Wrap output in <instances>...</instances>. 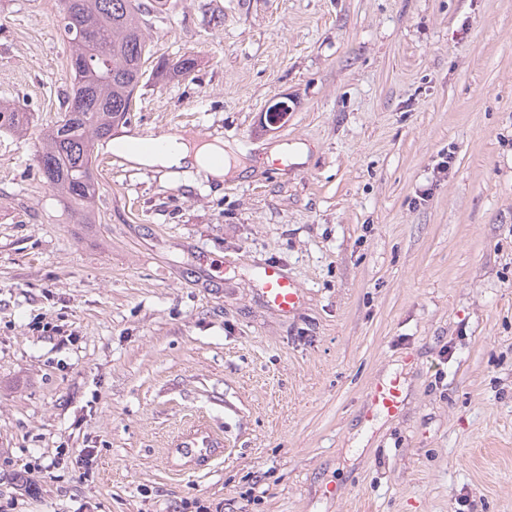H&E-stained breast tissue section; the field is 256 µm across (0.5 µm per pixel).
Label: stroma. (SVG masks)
Wrapping results in <instances>:
<instances>
[{"mask_svg":"<svg viewBox=\"0 0 512 512\" xmlns=\"http://www.w3.org/2000/svg\"><path fill=\"white\" fill-rule=\"evenodd\" d=\"M61 10L0 0V512H512V0H171L153 58L198 65L116 133L229 171L98 166L88 224L36 160ZM201 423L223 457L174 467ZM29 123V115L16 104L0 103V131H18ZM141 141L137 137H128L121 152H118L138 168L164 170L191 167L205 171L210 179L216 181H223L228 171L224 163L226 152L223 142L197 144L180 135L163 138L159 148L147 150L141 147ZM263 295L268 305L288 314L302 301L301 289L277 265L262 267ZM400 394L395 381L386 386H376L370 392L371 405L386 411L387 414H396L401 403Z\"/></svg>","mask_w":512,"mask_h":512,"instance_id":"obj_1","label":"stroma"}]
</instances>
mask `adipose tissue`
<instances>
[{
  "mask_svg": "<svg viewBox=\"0 0 512 512\" xmlns=\"http://www.w3.org/2000/svg\"><path fill=\"white\" fill-rule=\"evenodd\" d=\"M122 156L132 165L155 169L191 167L205 171L209 178L223 180L227 168L224 164L226 153L220 142L201 144L187 141L181 136L162 139L159 148H142L139 138L130 137L121 149Z\"/></svg>",
  "mask_w": 512,
  "mask_h": 512,
  "instance_id": "obj_1",
  "label": "adipose tissue"
}]
</instances>
